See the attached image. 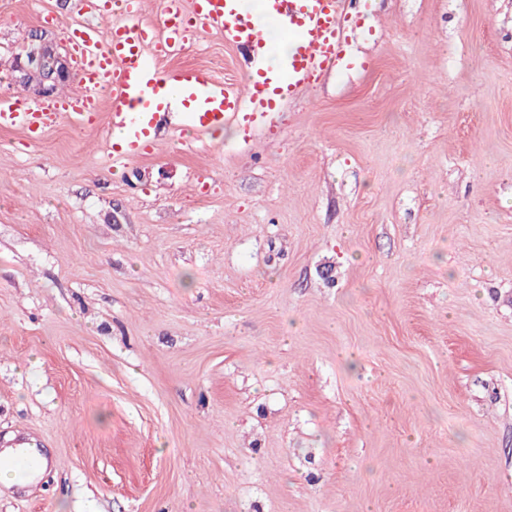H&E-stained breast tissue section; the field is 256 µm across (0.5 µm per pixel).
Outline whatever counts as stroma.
Returning <instances> with one entry per match:
<instances>
[{
    "mask_svg": "<svg viewBox=\"0 0 512 512\" xmlns=\"http://www.w3.org/2000/svg\"><path fill=\"white\" fill-rule=\"evenodd\" d=\"M76 20L0 0V96ZM356 20L254 134L0 129V439L48 460L0 512H512V0Z\"/></svg>",
    "mask_w": 512,
    "mask_h": 512,
    "instance_id": "35a3bbf8",
    "label": "stroma"
}]
</instances>
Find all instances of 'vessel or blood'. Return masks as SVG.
<instances>
[{"mask_svg": "<svg viewBox=\"0 0 512 512\" xmlns=\"http://www.w3.org/2000/svg\"><path fill=\"white\" fill-rule=\"evenodd\" d=\"M349 0H266L269 13L283 20L292 44L282 69L264 65L265 34L238 0H163L162 20H144L140 0H76L78 23L69 32L79 93L49 101L27 96L0 97V129L22 131L38 142L54 127H85L101 96L110 99L106 133L120 132L109 145L113 165L144 155L163 132L189 127L203 133L243 121L258 128L284 101L339 68L348 40ZM217 33L241 51L249 65L246 87L228 83L203 67L163 70L161 59L180 55L204 35ZM30 439L17 436L5 456L24 484L36 467Z\"/></svg>", "mask_w": 512, "mask_h": 512, "instance_id": "b4317fda", "label": "vessel or blood"}]
</instances>
